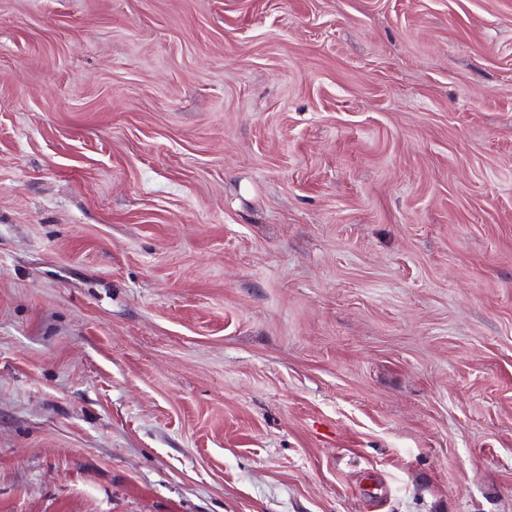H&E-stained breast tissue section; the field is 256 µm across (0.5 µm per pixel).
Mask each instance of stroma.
<instances>
[{"label": "stroma", "mask_w": 512, "mask_h": 512, "mask_svg": "<svg viewBox=\"0 0 512 512\" xmlns=\"http://www.w3.org/2000/svg\"><path fill=\"white\" fill-rule=\"evenodd\" d=\"M0 512H512V0H0Z\"/></svg>", "instance_id": "1"}]
</instances>
